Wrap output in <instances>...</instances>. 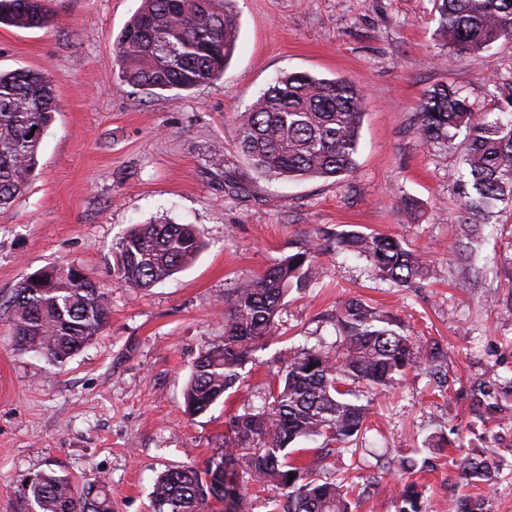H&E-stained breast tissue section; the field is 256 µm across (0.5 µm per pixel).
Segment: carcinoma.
Segmentation results:
<instances>
[{
    "mask_svg": "<svg viewBox=\"0 0 512 512\" xmlns=\"http://www.w3.org/2000/svg\"><path fill=\"white\" fill-rule=\"evenodd\" d=\"M231 0H142L114 45L115 62L127 84L155 91H188L224 72L238 38ZM440 25L455 54L512 37V0H441ZM42 28V0H0V25ZM358 89L342 79L307 72L285 73L237 119L240 151L267 180L340 178L356 167L363 112ZM496 109H512V83L495 86ZM51 81L26 69L0 71V207L26 188L38 163L39 139L53 120ZM412 127L426 144L448 145L462 133L461 209L468 217L512 208V118L489 119L454 87L427 89ZM338 255L366 258L376 277L413 288L429 275L426 264L399 237L356 229L328 234ZM202 241L191 224H135L116 243L115 273L123 286L146 291L190 267ZM321 244L310 240L233 291L224 312L223 339L199 353L184 391L185 412L205 413L239 381L240 369L274 333L282 303L292 288L317 280ZM10 329L17 350L63 363L106 326L110 296L92 279L68 275L41 283L23 280L10 299ZM336 340L300 346L281 359L269 399L247 401L231 420L234 437L199 467L171 468L151 492L152 512H201L211 498L237 504L244 494L227 486L226 475L271 487V512H349L355 485L343 475L320 481L307 467L288 462L287 449L323 439L348 451L368 431L369 409L359 385L386 389L422 365L437 386L445 383L444 353L432 343L422 351L404 324L357 298L331 314ZM495 389L472 390L475 410L498 408ZM487 456L461 461L466 485L493 478ZM295 474L289 478V474ZM36 512H112L102 482L80 493L66 476L39 473L23 484Z\"/></svg>",
    "mask_w": 512,
    "mask_h": 512,
    "instance_id": "carcinoma-1",
    "label": "carcinoma"
}]
</instances>
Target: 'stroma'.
I'll list each match as a JSON object with an SVG mask.
<instances>
[{"instance_id": "obj_1", "label": "stroma", "mask_w": 512, "mask_h": 512, "mask_svg": "<svg viewBox=\"0 0 512 512\" xmlns=\"http://www.w3.org/2000/svg\"><path fill=\"white\" fill-rule=\"evenodd\" d=\"M441 0H234L240 33L223 75L178 96L119 78L113 44L141 0H45L41 29L0 26V70L52 82L57 111L26 190L0 208V512H30L25 478L105 482L113 512H150L161 472L204 465L228 441L244 399L268 393L280 356L336 339L327 315L359 298L400 320L419 344L439 342L447 386L422 368L395 388L368 390L369 431L356 453L331 455L320 476L357 485L352 512H398L416 483L418 512H512V394L476 416L470 389L512 375V211L483 232L471 269L449 250L463 238L457 183L463 136L424 144L409 126L425 90L458 88L476 111L494 109L495 83L512 81V39L460 56L439 31ZM306 71L359 88L357 166L342 180L260 178L236 147V116L275 78ZM413 198L415 211L401 207ZM192 224L197 261L149 291L119 286L113 247L135 224ZM400 235L428 263L414 288L376 279L369 261L320 252L319 279L291 291L276 335L241 371L227 400L183 412L200 351L220 341L232 291L299 245L348 227ZM82 269L108 292L106 327L59 365L15 351L6 305L27 275ZM455 431L456 446L428 447ZM494 456L492 485H464L460 462ZM431 467L404 472V456Z\"/></svg>"}]
</instances>
